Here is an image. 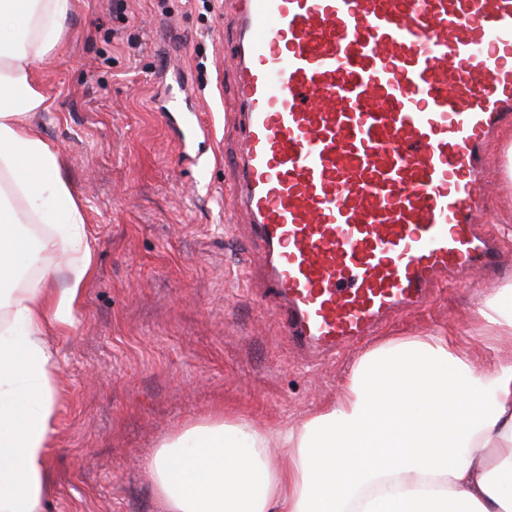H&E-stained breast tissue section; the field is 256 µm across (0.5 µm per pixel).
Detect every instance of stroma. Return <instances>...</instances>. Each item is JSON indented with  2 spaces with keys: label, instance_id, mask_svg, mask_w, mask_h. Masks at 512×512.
Instances as JSON below:
<instances>
[{
  "label": "stroma",
  "instance_id": "obj_1",
  "mask_svg": "<svg viewBox=\"0 0 512 512\" xmlns=\"http://www.w3.org/2000/svg\"><path fill=\"white\" fill-rule=\"evenodd\" d=\"M224 15L223 31L214 20ZM228 0H75L62 46L36 66L48 97L33 122L61 151L84 201L94 271L59 358L45 512H159L147 462L167 438L223 413L281 427L335 399L363 354L304 366L241 264L257 266L229 209L234 47ZM184 90L206 136L179 146ZM489 229L512 273V183L486 188ZM497 282L439 287L427 309L383 337L445 331L469 353L494 351L475 311Z\"/></svg>",
  "mask_w": 512,
  "mask_h": 512
}]
</instances>
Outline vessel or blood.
<instances>
[{"mask_svg": "<svg viewBox=\"0 0 512 512\" xmlns=\"http://www.w3.org/2000/svg\"><path fill=\"white\" fill-rule=\"evenodd\" d=\"M232 207L295 349L334 358L440 283L486 286L512 0H231Z\"/></svg>", "mask_w": 512, "mask_h": 512, "instance_id": "1", "label": "vessel or blood"}]
</instances>
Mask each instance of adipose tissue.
I'll return each mask as SVG.
<instances>
[{"instance_id": "obj_1", "label": "adipose tissue", "mask_w": 512, "mask_h": 512, "mask_svg": "<svg viewBox=\"0 0 512 512\" xmlns=\"http://www.w3.org/2000/svg\"><path fill=\"white\" fill-rule=\"evenodd\" d=\"M73 12L74 0H0V512H43L50 338L74 326L93 271L83 204L31 122L49 106L34 65L60 48ZM24 224L58 237L31 248ZM58 248L62 288L41 260ZM34 265L36 285L14 289ZM476 314L492 367L446 334L392 338L300 424L223 417L163 441L147 464L161 512H512V278Z\"/></svg>"}]
</instances>
